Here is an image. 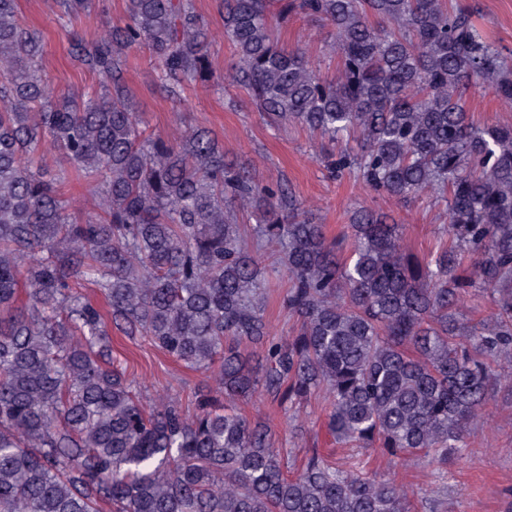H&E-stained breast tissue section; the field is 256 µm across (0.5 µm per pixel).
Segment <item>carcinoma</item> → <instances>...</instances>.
Returning a JSON list of instances; mask_svg holds the SVG:
<instances>
[{"label": "carcinoma", "mask_w": 512, "mask_h": 512, "mask_svg": "<svg viewBox=\"0 0 512 512\" xmlns=\"http://www.w3.org/2000/svg\"><path fill=\"white\" fill-rule=\"evenodd\" d=\"M90 0H58L69 18ZM235 58L213 71L216 34L193 0H126L124 23L77 44L99 76L50 91L42 42L0 0V512H412L406 491L360 464L310 455L294 474L269 427L240 411L262 392L291 407L326 392L336 441L445 475L469 425L512 375V126L476 123L473 89L512 103V54L471 0H220ZM319 19L325 76L274 36ZM144 47L166 96L244 90L267 124L294 122L375 193L444 204L452 244L420 260L394 217L355 212L330 238L281 181L263 182L212 132L149 133L122 78ZM48 150L69 165L40 163ZM98 199L69 210L70 180ZM256 215L253 248L239 213ZM287 277L297 330L272 335L265 273ZM89 284L101 311L78 291ZM487 296L477 322L462 308ZM144 336L210 373L196 412L151 410L112 361V331Z\"/></svg>", "instance_id": "cac0c4a2"}]
</instances>
